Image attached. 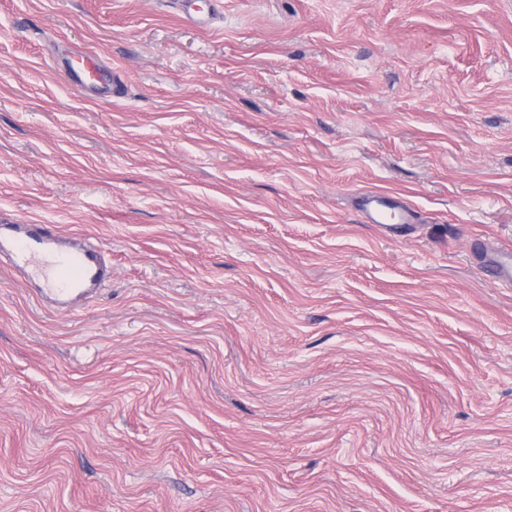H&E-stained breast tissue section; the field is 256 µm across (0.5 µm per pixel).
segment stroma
<instances>
[{
    "label": "stroma",
    "instance_id": "obj_1",
    "mask_svg": "<svg viewBox=\"0 0 512 512\" xmlns=\"http://www.w3.org/2000/svg\"><path fill=\"white\" fill-rule=\"evenodd\" d=\"M223 3L0 0V512H512V0ZM387 194L376 193L371 195H363L358 198L359 210L368 220L370 224H384L389 218L396 220L397 223L405 224L408 220V210L400 208L395 201V205L387 204ZM388 208L389 210H385ZM27 240L17 238L11 247L24 267L44 280L41 291L56 298H91L106 279L107 267L97 250L75 248L48 259L45 249L53 243L48 224H24Z\"/></svg>",
    "mask_w": 512,
    "mask_h": 512
}]
</instances>
